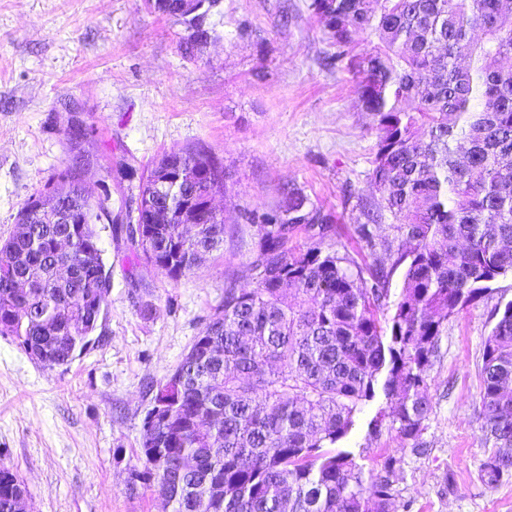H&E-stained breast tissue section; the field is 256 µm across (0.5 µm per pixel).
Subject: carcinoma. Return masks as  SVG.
Wrapping results in <instances>:
<instances>
[{
	"label": "carcinoma",
	"mask_w": 512,
	"mask_h": 512,
	"mask_svg": "<svg viewBox=\"0 0 512 512\" xmlns=\"http://www.w3.org/2000/svg\"><path fill=\"white\" fill-rule=\"evenodd\" d=\"M327 30L336 67L351 74L363 110L375 123L370 182L379 198L353 226L350 254L330 216L291 193L288 207L245 219L257 227L246 272L255 287L224 282L210 315L153 401L167 421L141 446L138 482L171 512H390L397 458L364 475L355 454L336 447L381 389L390 400L373 428L388 424L417 439L432 410L427 372L448 320L487 296L512 272V0H310ZM370 46L353 52L356 36ZM199 186L184 216L152 225L138 239L128 207L131 245L146 259L211 253L223 225L182 223L223 187L224 167L204 150L164 156ZM56 190L78 203L79 241L99 240L96 222L111 219V190L61 173ZM394 236L377 234L384 214ZM310 241L288 243L297 230ZM56 224H32L0 245V335L41 365L55 368L82 352L103 320L112 271L103 250L95 268L66 285L53 250ZM399 298L388 305L395 274ZM481 369L485 445L478 478L488 487L512 471V302L492 315ZM28 491L0 465V512H16Z\"/></svg>",
	"instance_id": "cac0c4a2"
}]
</instances>
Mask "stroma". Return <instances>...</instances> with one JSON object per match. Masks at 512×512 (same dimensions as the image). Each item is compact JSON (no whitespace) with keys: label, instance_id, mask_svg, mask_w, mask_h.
I'll list each match as a JSON object with an SVG mask.
<instances>
[{"label":"stroma","instance_id":"obj_1","mask_svg":"<svg viewBox=\"0 0 512 512\" xmlns=\"http://www.w3.org/2000/svg\"><path fill=\"white\" fill-rule=\"evenodd\" d=\"M307 0H217L204 15L206 43L153 0H0V243L18 215L75 165L73 124L94 129L81 170L94 186L112 167V210L137 195L155 161L202 148L224 165L213 200L223 247L179 279L100 232L112 269L107 315L69 365L43 368L0 336V464L16 470L31 512H170L158 493L128 494L144 417L243 270L257 242L242 214L287 206L301 190L349 242L373 197L376 143L350 74ZM512 301V274L460 310L428 372L432 411L418 441L369 423L388 401L376 394L341 445L364 472L398 463L395 512H512V476L494 488L478 473L479 369L490 310Z\"/></svg>","mask_w":512,"mask_h":512}]
</instances>
